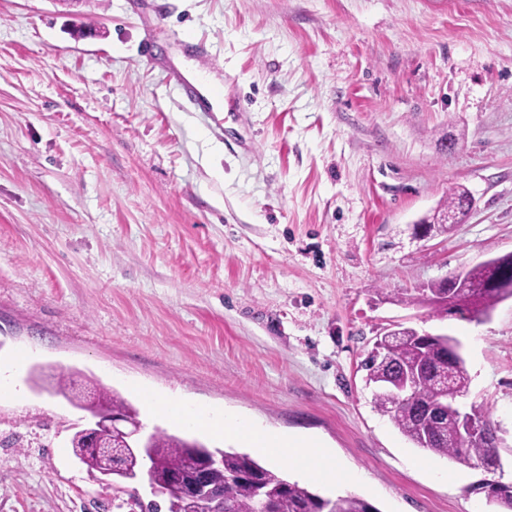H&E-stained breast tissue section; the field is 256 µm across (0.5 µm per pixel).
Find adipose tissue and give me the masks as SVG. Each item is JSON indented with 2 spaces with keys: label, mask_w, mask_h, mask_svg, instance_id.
Returning a JSON list of instances; mask_svg holds the SVG:
<instances>
[{
  "label": "adipose tissue",
  "mask_w": 512,
  "mask_h": 512,
  "mask_svg": "<svg viewBox=\"0 0 512 512\" xmlns=\"http://www.w3.org/2000/svg\"><path fill=\"white\" fill-rule=\"evenodd\" d=\"M143 401L149 414L165 418L173 428L203 429L219 438H238L272 462L297 466L308 478L333 484H352L360 479L359 474L338 468L333 451L319 440L277 433L247 417L212 411L179 399L148 393Z\"/></svg>",
  "instance_id": "1"
}]
</instances>
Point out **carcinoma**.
I'll return each mask as SVG.
<instances>
[{"label": "carcinoma", "instance_id": "1", "mask_svg": "<svg viewBox=\"0 0 512 512\" xmlns=\"http://www.w3.org/2000/svg\"><path fill=\"white\" fill-rule=\"evenodd\" d=\"M468 197L463 187L450 189L447 202L439 205L423 221L434 224L438 234L449 232L453 226L437 223L438 215L452 212L465 219ZM500 260L506 264L508 272L505 282L498 288L484 287L491 271L483 266L478 264L466 271L468 287L459 289L454 301L459 315L477 321L489 316L500 302L512 298V254H504ZM427 289L429 295L421 293L410 302L438 306L434 298L442 291V284H430ZM456 345L457 341L446 335L415 336L410 331L406 336H390L384 340L383 358L371 357L365 363L368 381L381 386L375 393L379 410L388 415L399 431L416 446L462 465L494 468L500 462L494 436L465 445L455 439L459 418L454 402L466 392L469 384L463 358H449V348ZM408 370L418 374L416 393L412 400L398 404L386 386L402 380ZM95 404L105 405L114 413L138 418V412L131 404L103 389L76 402V406L84 411ZM100 440L121 449L118 463L112 466V487L125 489L126 484L136 480L145 470L153 486L163 489L168 503L167 512H205L199 503L185 499L178 488L168 485V480L172 475L189 473L194 460L213 457L222 463L213 467L211 481L224 488V499L213 512H259L263 499L280 512H378L360 497H323L260 464L247 453L211 449L196 439H182L158 431L148 437L143 446L134 449L129 439H116L102 429ZM71 446L75 457L89 470L101 472L102 460L95 451L83 447L81 431L73 434ZM486 499L499 506L501 512H512V484L495 489L494 494L486 496Z\"/></svg>", "mask_w": 512, "mask_h": 512}]
</instances>
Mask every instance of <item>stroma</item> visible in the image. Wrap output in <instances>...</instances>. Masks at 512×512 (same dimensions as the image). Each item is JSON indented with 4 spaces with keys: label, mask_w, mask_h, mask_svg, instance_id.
Returning a JSON list of instances; mask_svg holds the SVG:
<instances>
[{
    "label": "stroma",
    "mask_w": 512,
    "mask_h": 512,
    "mask_svg": "<svg viewBox=\"0 0 512 512\" xmlns=\"http://www.w3.org/2000/svg\"><path fill=\"white\" fill-rule=\"evenodd\" d=\"M185 35L244 113L213 121L166 83ZM458 185L465 222L415 238ZM509 252L512 0H0V370L18 392L0 397V512L155 500L73 455L63 369L148 433L170 426L144 388L318 438L363 474L314 483L325 497L497 512L475 487L512 483V300L477 322L410 299ZM398 322L458 341L457 403L488 414L500 469L418 448L377 408L363 362ZM74 404L84 411L89 410L90 407L95 404L106 405L112 412L128 415L140 423L137 410L124 399L114 394L113 391L111 394L99 388V391L95 390V392H90V395L78 399Z\"/></svg>",
    "instance_id": "stroma-1"
}]
</instances>
